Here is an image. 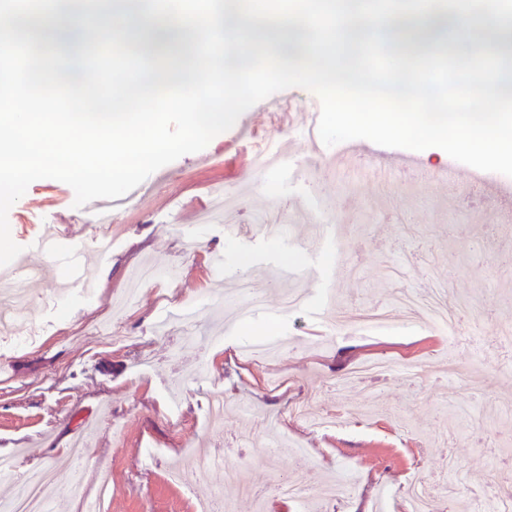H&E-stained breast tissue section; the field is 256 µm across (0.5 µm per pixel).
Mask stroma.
Returning a JSON list of instances; mask_svg holds the SVG:
<instances>
[{
  "label": "stroma",
  "instance_id": "stroma-1",
  "mask_svg": "<svg viewBox=\"0 0 512 512\" xmlns=\"http://www.w3.org/2000/svg\"><path fill=\"white\" fill-rule=\"evenodd\" d=\"M272 116L251 107L196 153L163 166L136 187L112 224L85 222L72 188L39 179L8 221L22 251L17 263L38 270L26 288L37 301L30 341L21 346L0 321V456L21 453L22 469L52 468L42 494L57 512H81L95 477L110 475L103 512H202L221 489L232 512H255L224 471L192 488L171 483V468L224 452L251 486L273 489L303 473L311 495L270 498L267 512H405L400 491L411 479L447 488L445 512L473 498L492 500L491 475L512 477V363L492 347L512 325V221L488 222L476 195L449 193L426 176L448 167L468 172L442 149L416 152L424 177L393 174L379 190L363 170L325 168L330 147H317L296 120L278 139L301 167L254 174L250 134H269ZM243 189L238 233L197 213L225 188ZM316 191L317 206H295ZM292 210L284 231H256L258 214ZM333 223H319L323 210ZM55 238L51 253L37 251ZM112 242L107 256L99 239ZM85 264L88 292L63 285ZM177 265L176 283L154 281L126 306L124 287L137 267ZM265 291L250 316L226 312L238 276ZM444 285L449 304L471 305L465 344L406 311L382 324H357V310L381 308L397 289ZM302 295L285 308V294ZM382 356L391 372L333 388L361 360ZM223 391V423H212L209 398ZM342 411L335 427L311 429L295 405ZM291 437L307 457L269 459L265 444ZM86 445L81 484L67 498L61 463L75 442ZM461 482L448 488L447 456Z\"/></svg>",
  "mask_w": 512,
  "mask_h": 512
}]
</instances>
